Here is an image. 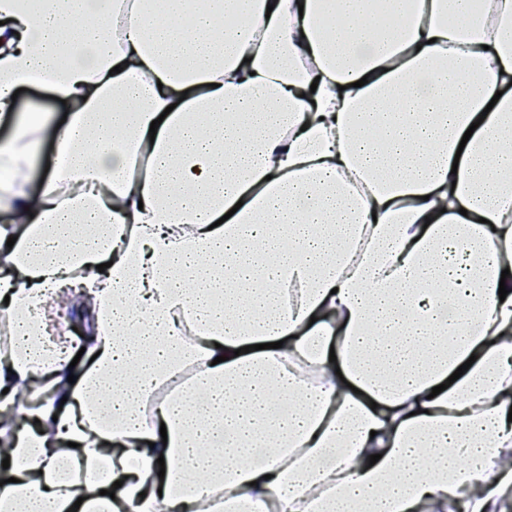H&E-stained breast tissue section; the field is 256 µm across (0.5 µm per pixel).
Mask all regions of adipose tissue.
Listing matches in <instances>:
<instances>
[{"label": "adipose tissue", "instance_id": "1", "mask_svg": "<svg viewBox=\"0 0 512 512\" xmlns=\"http://www.w3.org/2000/svg\"><path fill=\"white\" fill-rule=\"evenodd\" d=\"M0 117V512H512V0H0ZM22 88H26V91L17 96L16 109L18 112H27L34 106L48 112H61V105L48 92L31 86ZM51 141H52L51 130H47L43 136V142L41 145L40 162L30 172L31 186L35 190L42 184V182L44 180V177L46 174L45 169H46L47 163H50V166L52 165L53 154H52Z\"/></svg>", "mask_w": 512, "mask_h": 512}]
</instances>
